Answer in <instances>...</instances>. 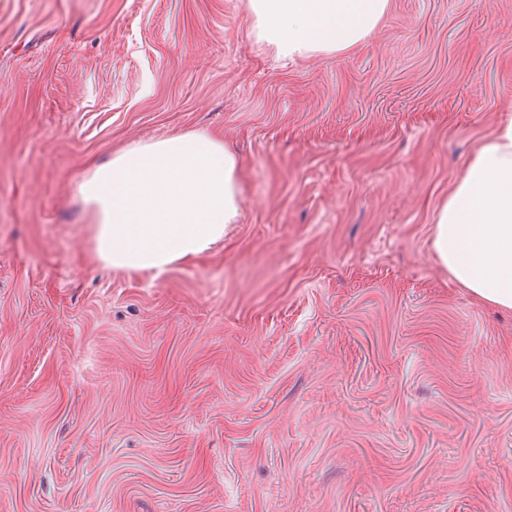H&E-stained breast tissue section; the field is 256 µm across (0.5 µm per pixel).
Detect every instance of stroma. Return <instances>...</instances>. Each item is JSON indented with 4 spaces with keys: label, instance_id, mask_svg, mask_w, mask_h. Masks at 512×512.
I'll return each instance as SVG.
<instances>
[{
    "label": "stroma",
    "instance_id": "obj_1",
    "mask_svg": "<svg viewBox=\"0 0 512 512\" xmlns=\"http://www.w3.org/2000/svg\"><path fill=\"white\" fill-rule=\"evenodd\" d=\"M511 104L512 0L294 63L247 0H0V512H512V310L433 248ZM187 132L237 223L104 267L89 164Z\"/></svg>",
    "mask_w": 512,
    "mask_h": 512
}]
</instances>
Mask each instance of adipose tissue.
Returning <instances> with one entry per match:
<instances>
[{"label":"adipose tissue","mask_w":512,"mask_h":512,"mask_svg":"<svg viewBox=\"0 0 512 512\" xmlns=\"http://www.w3.org/2000/svg\"><path fill=\"white\" fill-rule=\"evenodd\" d=\"M389 0H248L259 42L296 60L355 47ZM96 251L121 270L165 274L208 251L240 214L237 159L222 141L183 133L137 142L78 184ZM433 247L477 299L512 309V114L481 144L436 216Z\"/></svg>","instance_id":"obj_1"}]
</instances>
